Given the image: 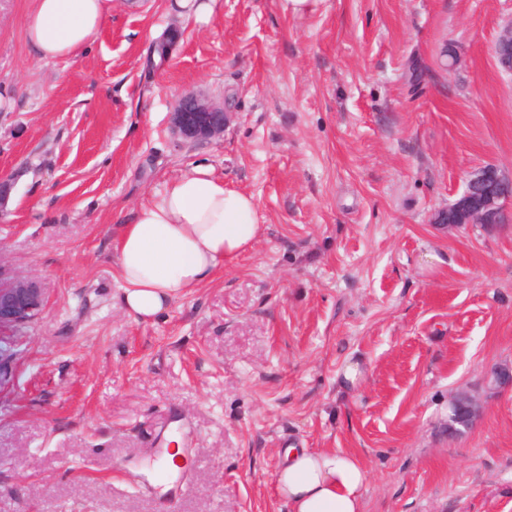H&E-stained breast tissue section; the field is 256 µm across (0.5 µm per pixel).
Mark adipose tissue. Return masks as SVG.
<instances>
[{
  "label": "adipose tissue",
  "mask_w": 512,
  "mask_h": 512,
  "mask_svg": "<svg viewBox=\"0 0 512 512\" xmlns=\"http://www.w3.org/2000/svg\"><path fill=\"white\" fill-rule=\"evenodd\" d=\"M26 35L39 59L76 56L112 16V0H29ZM261 234L254 198L196 165L170 181L124 224L114 246L124 308L147 320L191 294ZM366 472L334 449L289 448L277 471L288 512H360Z\"/></svg>",
  "instance_id": "obj_1"
}]
</instances>
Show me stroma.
<instances>
[{
  "label": "stroma",
  "mask_w": 512,
  "mask_h": 512,
  "mask_svg": "<svg viewBox=\"0 0 512 512\" xmlns=\"http://www.w3.org/2000/svg\"><path fill=\"white\" fill-rule=\"evenodd\" d=\"M169 2L115 0L84 52L43 61L28 0H0V286L42 298L0 323V512H288L289 447L359 456L362 512H512V388L486 380L512 365V221H433L483 168L512 176V0H220L206 22ZM186 91L223 136L174 138ZM200 163L261 236L139 320L113 240ZM461 390L482 409L452 435ZM176 444L172 496L153 464ZM494 56L498 69L512 75V23L499 31L494 44Z\"/></svg>",
  "instance_id": "1"
}]
</instances>
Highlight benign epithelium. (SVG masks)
I'll return each instance as SVG.
<instances>
[{"mask_svg":"<svg viewBox=\"0 0 512 512\" xmlns=\"http://www.w3.org/2000/svg\"><path fill=\"white\" fill-rule=\"evenodd\" d=\"M494 56L500 71L512 75V23L501 28L494 44ZM226 115L209 105L195 93H186L178 101L171 116L172 130L183 140L203 141L224 133ZM512 181L488 167L469 180L463 196L455 206L465 212L466 224H495L505 205L512 201ZM40 305L39 288L26 279H17L0 288V321L20 322L30 317ZM493 386H512V367L496 366L487 372ZM481 405L466 392L455 395L453 412L448 414V429L458 433L471 427L478 417Z\"/></svg>","mask_w":512,"mask_h":512,"instance_id":"benign-epithelium-1","label":"benign epithelium"}]
</instances>
